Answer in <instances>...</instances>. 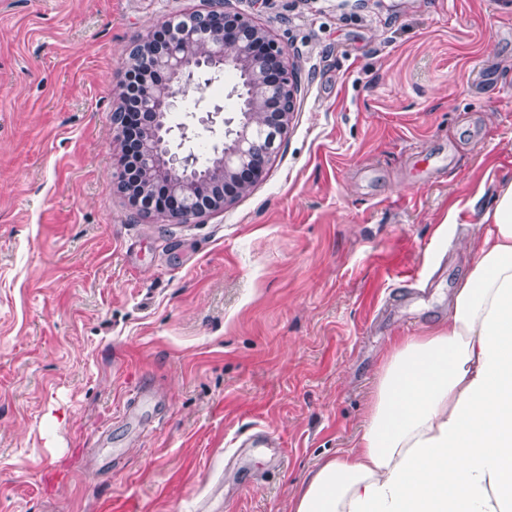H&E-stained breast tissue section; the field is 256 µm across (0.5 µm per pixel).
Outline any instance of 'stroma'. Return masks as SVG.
Masks as SVG:
<instances>
[{
	"label": "stroma",
	"instance_id": "35a3bbf8",
	"mask_svg": "<svg viewBox=\"0 0 512 512\" xmlns=\"http://www.w3.org/2000/svg\"><path fill=\"white\" fill-rule=\"evenodd\" d=\"M206 7L0 0V512H292L512 180V0H230L298 67L290 130L224 210L136 215L129 48Z\"/></svg>",
	"mask_w": 512,
	"mask_h": 512
}]
</instances>
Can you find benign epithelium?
I'll return each instance as SVG.
<instances>
[{
  "label": "benign epithelium",
  "mask_w": 512,
  "mask_h": 512,
  "mask_svg": "<svg viewBox=\"0 0 512 512\" xmlns=\"http://www.w3.org/2000/svg\"><path fill=\"white\" fill-rule=\"evenodd\" d=\"M228 5L229 0H209L204 11L171 16L160 24L165 33L160 47L148 49L149 33L129 51L143 75L138 111L147 131L139 162L152 180L179 194L175 207L159 210L174 224H191L248 192L277 153L295 109L296 64L265 30ZM211 70H232L239 82L229 94L234 116L222 118L217 127L222 112L217 107L202 120L203 129L218 139L205 161L173 149L174 131L184 137L186 125L173 123L172 115L201 89L200 78ZM154 74L163 81L151 83ZM127 123L121 100L112 114L117 138L124 139Z\"/></svg>",
  "instance_id": "obj_1"
}]
</instances>
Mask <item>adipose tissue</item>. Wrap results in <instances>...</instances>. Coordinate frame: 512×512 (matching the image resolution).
<instances>
[{
	"mask_svg": "<svg viewBox=\"0 0 512 512\" xmlns=\"http://www.w3.org/2000/svg\"><path fill=\"white\" fill-rule=\"evenodd\" d=\"M480 221L447 324L392 341L355 448L292 512H512V182Z\"/></svg>",
	"mask_w": 512,
	"mask_h": 512,
	"instance_id": "obj_1",
	"label": "adipose tissue"
}]
</instances>
